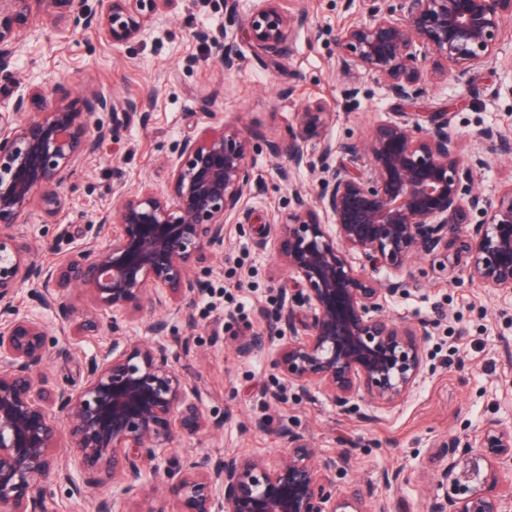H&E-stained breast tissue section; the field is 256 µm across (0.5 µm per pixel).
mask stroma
I'll use <instances>...</instances> for the list:
<instances>
[{"mask_svg": "<svg viewBox=\"0 0 512 512\" xmlns=\"http://www.w3.org/2000/svg\"><path fill=\"white\" fill-rule=\"evenodd\" d=\"M288 7L304 12L306 22L287 58L269 65L242 43L239 27L225 16L224 0H178L143 40L124 45L84 30L76 20L58 27L52 14L34 6L28 20L32 37L0 69L1 101L32 85L50 90L62 82L74 107H81L86 92L96 91L118 102H144L148 118L98 113L97 121L117 123L115 138L63 187L56 217L37 208L23 217L22 239L45 264L92 242L104 245V238H92L89 226L111 207L116 192L135 190L144 181L166 186L178 141L216 121L251 136L249 163L262 189L246 200V224L228 225L223 255L199 271L205 290L184 302L167 338L179 370L200 390L204 413L224 426L212 434L175 438L167 457L189 455L203 465L237 453L272 462L286 457L293 441L305 440L317 448L337 492L361 489L375 512H431L442 495L436 478L448 464V449H465L457 475L467 484L471 467L487 464L488 453L478 444L486 424L512 431V294L428 268L421 288L390 299L387 313L428 331L426 370L392 405L361 396L344 412L323 392L285 383L271 369L284 338L268 329L263 316L290 300L294 285L277 265L273 236L260 231L291 206V187L279 182L280 161L267 144L287 143L297 112L308 103L335 113L324 133L333 141L363 139L399 110L369 74L360 76L356 97L344 95L336 72V31L361 21L356 9L347 8L345 0H288ZM202 30L207 38H199ZM229 42L239 50L231 70L221 63ZM498 57L495 68L472 71L473 93L439 82L424 104L425 111L448 113L462 154L477 149L479 132L489 126L512 139V18L503 21ZM287 86L293 94L281 96ZM16 306L20 315H39L55 344L67 351L39 372L52 382L80 384L81 366L113 342L150 337L147 311L116 340L108 332L77 338L60 331L51 313L37 311L27 290H20ZM244 329L265 339L247 357L233 347ZM163 491L159 475L149 469L134 490L115 484L103 493L114 502V512H150Z\"/></svg>", "mask_w": 512, "mask_h": 512, "instance_id": "stroma-1", "label": "stroma"}]
</instances>
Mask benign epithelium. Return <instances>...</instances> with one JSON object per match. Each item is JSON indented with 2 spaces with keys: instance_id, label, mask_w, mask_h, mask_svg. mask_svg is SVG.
<instances>
[{
  "instance_id": "1",
  "label": "benign epithelium",
  "mask_w": 512,
  "mask_h": 512,
  "mask_svg": "<svg viewBox=\"0 0 512 512\" xmlns=\"http://www.w3.org/2000/svg\"><path fill=\"white\" fill-rule=\"evenodd\" d=\"M33 1L59 21L81 19L120 45L138 40L177 4L104 0L93 11L86 0H0V63L18 55L31 35ZM358 11L365 21L336 33L337 74L350 93L359 75L378 76L406 111L362 142L334 143L322 138L333 113L309 104L296 113L288 147L269 144L273 156L288 155L277 175L293 187L292 208L275 221L273 234L280 265L299 279L308 330L306 338L279 347L272 367L288 383L326 392L342 411L361 393L392 404L424 374L425 327L385 314L397 292L419 285L413 263L429 256L443 266L451 259V273L512 293V184L493 196L475 186L483 147L497 146L502 134L485 129L482 148L464 158L448 113L421 111L428 67L448 75L435 62L451 63L454 81L464 85L472 70L496 67V42L504 18L512 17V0H358ZM302 25L283 0H262L242 23V40L276 64ZM62 92L56 87L51 98L31 87L0 111V512H48L43 487L50 477L68 484L77 499L111 483L131 490L150 464L182 512H369L358 494L336 495L316 450L300 441L274 466L234 453L205 469L189 456L156 463L175 435L218 429L161 342L112 347L82 367L78 388L36 377L50 359L49 329L19 315L20 288L28 286L32 301L59 326L78 322L80 336L104 328L122 336L133 315L149 307L165 311L149 325L152 335L165 337L182 303L205 288L194 270L223 252L226 225L245 214V199L259 183L249 164L251 139L222 124L203 127L178 143L167 188L143 184L120 192L99 214L106 246L40 263L15 230L35 204L46 216L57 215L60 189L111 135L102 123L90 126V117L117 110L96 91L76 109ZM33 111L39 116L22 119ZM310 140L321 141L316 164L305 150ZM303 167L317 178L314 200L293 186ZM320 211L328 223H321ZM472 213L482 219L467 222ZM352 253L362 257L357 268L348 260ZM381 270L385 277H375ZM72 291L89 297L93 311L77 314L67 301ZM266 322L292 334L295 310H275ZM260 346L254 333L235 338L241 356ZM63 432L69 454L61 457ZM480 447L491 454L480 485L452 482V494L435 512H503L498 468L512 465V433L490 423Z\"/></svg>"
}]
</instances>
